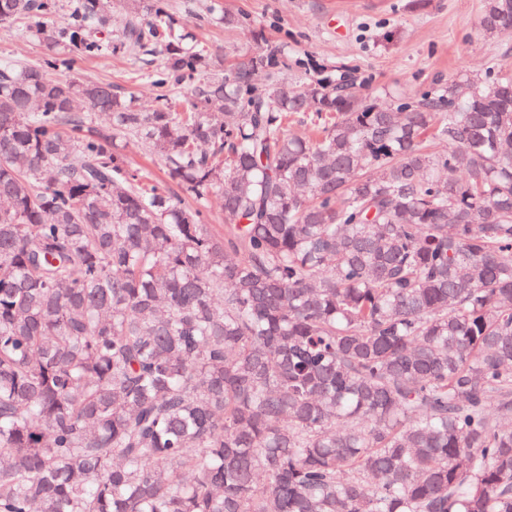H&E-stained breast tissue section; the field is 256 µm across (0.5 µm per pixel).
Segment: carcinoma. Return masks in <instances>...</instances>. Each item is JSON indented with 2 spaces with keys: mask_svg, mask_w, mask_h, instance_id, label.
<instances>
[{
  "mask_svg": "<svg viewBox=\"0 0 512 512\" xmlns=\"http://www.w3.org/2000/svg\"><path fill=\"white\" fill-rule=\"evenodd\" d=\"M160 2L0 0V512H512V75L221 77ZM155 46L150 110L69 76ZM47 51L35 42L24 26L0 27V60L8 59L19 64H42ZM122 153L131 167L145 176V182L160 189L177 193L179 198L186 204L200 207L206 217L208 224L224 234V212L220 209L214 198L206 196L196 198L183 193L176 184L171 181L166 173L163 163L157 158H151L148 152L143 149L133 138L121 136L118 138Z\"/></svg>",
  "mask_w": 512,
  "mask_h": 512,
  "instance_id": "cac0c4a2",
  "label": "carcinoma"
}]
</instances>
